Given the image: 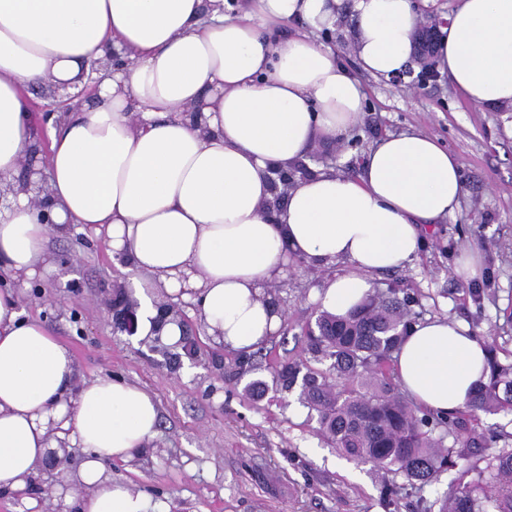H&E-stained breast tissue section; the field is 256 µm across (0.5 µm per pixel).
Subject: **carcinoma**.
I'll list each match as a JSON object with an SVG mask.
<instances>
[{
    "instance_id": "obj_1",
    "label": "carcinoma",
    "mask_w": 512,
    "mask_h": 512,
    "mask_svg": "<svg viewBox=\"0 0 512 512\" xmlns=\"http://www.w3.org/2000/svg\"><path fill=\"white\" fill-rule=\"evenodd\" d=\"M408 325L405 303L378 294L345 317L323 313L316 335H308V350L315 361L329 362L327 370L291 363L278 376L287 388L301 383V401L317 412L321 433L342 454L430 484L479 441L460 420L433 437V416L417 417L397 392L390 361ZM489 369L460 415L512 412V364H500L492 353ZM481 462L467 468L475 479H461L445 493L439 512H512V448H496Z\"/></svg>"
}]
</instances>
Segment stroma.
<instances>
[{
	"label": "stroma",
	"instance_id": "obj_1",
	"mask_svg": "<svg viewBox=\"0 0 512 512\" xmlns=\"http://www.w3.org/2000/svg\"><path fill=\"white\" fill-rule=\"evenodd\" d=\"M353 21L342 13L334 29L319 33L357 80L364 109L337 140L316 136L302 159L303 175H356L366 153L385 135L418 131L436 136L460 163L465 193L457 213L434 226L407 266L373 276V289L409 299L412 321L448 317L512 362V112L466 101L446 74L404 87L364 72L352 39ZM478 250L479 277L451 271L461 253ZM52 270L24 290L22 317L47 323L71 352L76 384L109 376L143 387L159 407L157 433L128 462H107L113 480L140 492L148 512H438L436 504L459 470L432 484L387 477L370 463L338 454L318 434L314 412L299 389H285L282 365L307 359L306 331L319 315L315 296L345 263L299 261L271 288L285 312L281 330L248 357L222 347L195 306H179L191 336L202 346L198 361L169 360L145 344L142 333L112 330L108 309L120 294L139 302L136 282L107 241L66 227L50 242ZM260 390H251V383ZM76 449L68 467L38 471L22 497L0 492V512H25L27 503L53 512H76L60 491L85 459ZM393 484L385 495V484Z\"/></svg>",
	"mask_w": 512,
	"mask_h": 512
}]
</instances>
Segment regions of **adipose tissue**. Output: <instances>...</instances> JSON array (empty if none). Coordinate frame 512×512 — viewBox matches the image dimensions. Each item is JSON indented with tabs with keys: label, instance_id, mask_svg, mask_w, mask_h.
<instances>
[{
	"label": "adipose tissue",
	"instance_id": "ef3b65f1",
	"mask_svg": "<svg viewBox=\"0 0 512 512\" xmlns=\"http://www.w3.org/2000/svg\"><path fill=\"white\" fill-rule=\"evenodd\" d=\"M346 8L362 70L388 79L411 65V0H248L233 16L204 0H0V181L13 182L37 146L26 89L81 84L83 66L111 50L128 62L99 72L93 103L52 125L48 209L18 189L0 211V492L35 477L53 420L90 451L76 475L90 489L79 512L147 510L104 462L149 445L155 399L109 377L74 386L70 351L18 312L23 289L50 266L53 225L105 234L113 253L152 274L144 319L155 315L152 292L191 291L210 334L246 354L283 323L267 289L290 257L347 262L318 293L321 310L344 316L372 275L413 262L429 225L456 212L459 162L422 132L386 135L357 175L305 178L278 211L267 208L270 169L360 118L357 81L314 37ZM292 21L303 30L284 33ZM434 59L466 100L512 109V0H457ZM197 104L194 127L184 114ZM486 357L466 328L434 318L408 327L395 373L418 406L445 416L483 380Z\"/></svg>",
	"mask_w": 512,
	"mask_h": 512
}]
</instances>
